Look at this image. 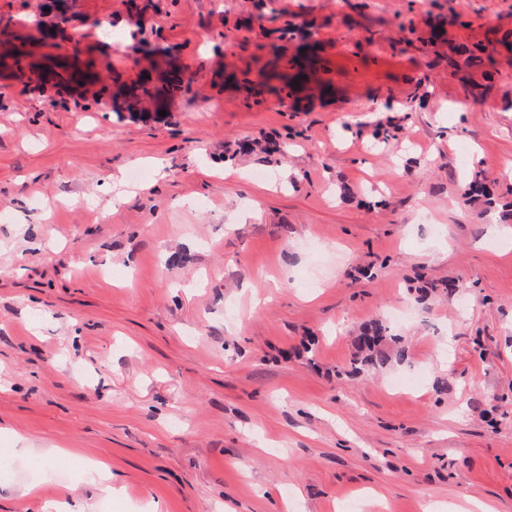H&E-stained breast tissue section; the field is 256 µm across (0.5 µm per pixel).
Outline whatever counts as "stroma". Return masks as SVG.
Instances as JSON below:
<instances>
[{
	"label": "stroma",
	"instance_id": "stroma-1",
	"mask_svg": "<svg viewBox=\"0 0 512 512\" xmlns=\"http://www.w3.org/2000/svg\"><path fill=\"white\" fill-rule=\"evenodd\" d=\"M48 5L0 0V512H512V0ZM396 308L404 362L350 374ZM464 198L480 197L483 199L488 209L494 208L496 205V197L493 189L487 184L485 178L475 177L463 188Z\"/></svg>",
	"mask_w": 512,
	"mask_h": 512
}]
</instances>
